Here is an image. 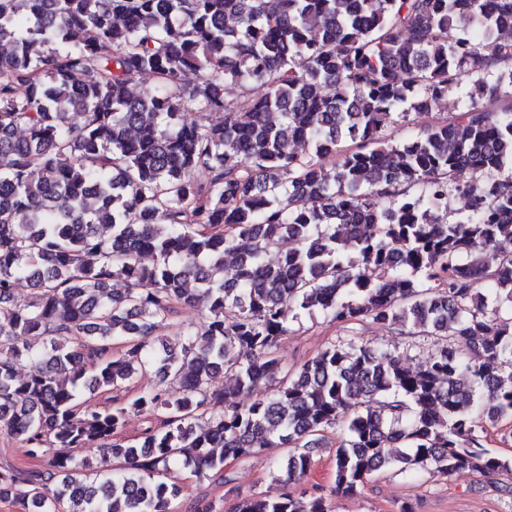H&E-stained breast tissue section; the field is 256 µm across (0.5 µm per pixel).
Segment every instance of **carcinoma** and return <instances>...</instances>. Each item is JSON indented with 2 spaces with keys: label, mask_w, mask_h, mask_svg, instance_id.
<instances>
[{
  "label": "carcinoma",
  "mask_w": 512,
  "mask_h": 512,
  "mask_svg": "<svg viewBox=\"0 0 512 512\" xmlns=\"http://www.w3.org/2000/svg\"><path fill=\"white\" fill-rule=\"evenodd\" d=\"M509 28L512 0H0V435L44 461L0 466V501L169 512L176 468L286 448L288 486L330 430L344 497L380 471L512 472L484 445L512 422V252L482 256L512 241ZM462 75L458 111L392 137ZM179 304L203 328L150 343ZM288 310L445 345L417 370L363 343L287 368ZM145 374L128 402L82 400ZM131 412L167 417L127 445ZM233 512L330 510L303 490Z\"/></svg>",
  "instance_id": "cac0c4a2"
}]
</instances>
